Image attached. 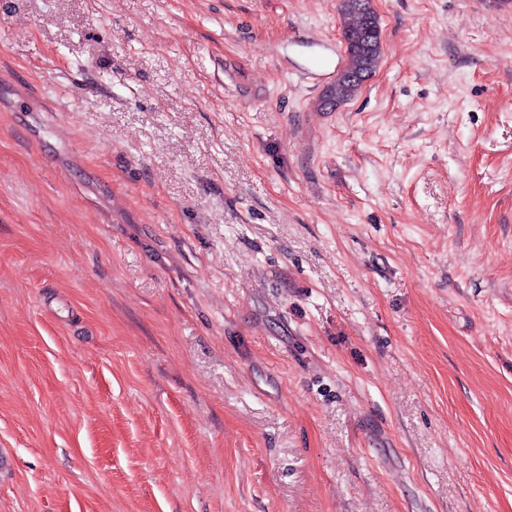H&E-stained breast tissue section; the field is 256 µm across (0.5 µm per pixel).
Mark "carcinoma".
Masks as SVG:
<instances>
[{
    "instance_id": "obj_1",
    "label": "carcinoma",
    "mask_w": 512,
    "mask_h": 512,
    "mask_svg": "<svg viewBox=\"0 0 512 512\" xmlns=\"http://www.w3.org/2000/svg\"><path fill=\"white\" fill-rule=\"evenodd\" d=\"M339 9L345 19L341 36L347 58L343 70L348 78L336 79L329 88V97L345 104L377 71L381 59V27L370 0H340Z\"/></svg>"
}]
</instances>
